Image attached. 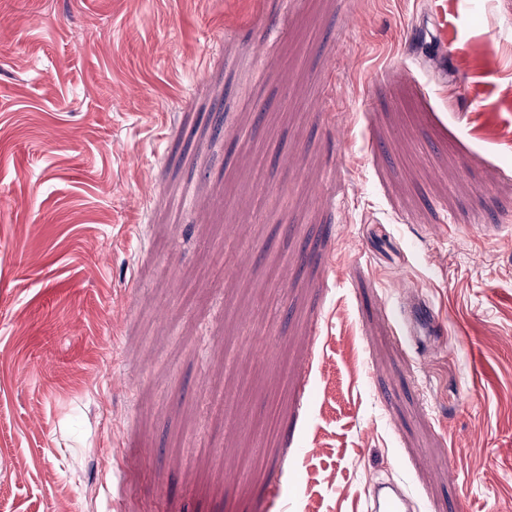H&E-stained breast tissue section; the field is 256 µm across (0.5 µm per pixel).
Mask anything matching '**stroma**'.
Segmentation results:
<instances>
[{
	"label": "stroma",
	"instance_id": "35a3bbf8",
	"mask_svg": "<svg viewBox=\"0 0 512 512\" xmlns=\"http://www.w3.org/2000/svg\"><path fill=\"white\" fill-rule=\"evenodd\" d=\"M447 2L443 78L433 0H0V512H512V0ZM407 335L419 338L435 330L434 318L427 304H420L404 315ZM413 502L403 484L371 481L366 497L367 512H410Z\"/></svg>",
	"mask_w": 512,
	"mask_h": 512
}]
</instances>
